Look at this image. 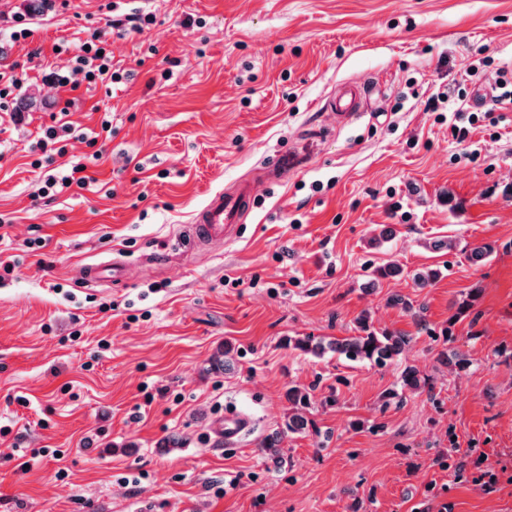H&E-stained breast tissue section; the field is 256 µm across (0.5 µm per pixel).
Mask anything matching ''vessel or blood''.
Instances as JSON below:
<instances>
[{
  "instance_id": "1",
  "label": "vessel or blood",
  "mask_w": 512,
  "mask_h": 512,
  "mask_svg": "<svg viewBox=\"0 0 512 512\" xmlns=\"http://www.w3.org/2000/svg\"><path fill=\"white\" fill-rule=\"evenodd\" d=\"M370 91L366 85L344 82L337 86L326 100L327 111L333 112L339 123L356 121L366 111ZM255 194L250 180H238L231 188L209 195L192 220V235L197 244L232 241L240 224L245 223L254 208ZM126 277V263L115 259L87 266L84 280L102 285L122 282ZM251 429L250 418L237 410L225 412L215 426L223 434L225 443H238Z\"/></svg>"
}]
</instances>
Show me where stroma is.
Here are the masks:
<instances>
[{"label": "stroma", "instance_id": "stroma-1", "mask_svg": "<svg viewBox=\"0 0 512 512\" xmlns=\"http://www.w3.org/2000/svg\"><path fill=\"white\" fill-rule=\"evenodd\" d=\"M142 8L0 0L31 29L16 41L0 20V60L24 66L0 133V260H21L0 280V422L12 427L0 436V512H512V108L462 142L424 109L454 86L464 111L481 91L491 108L499 69L512 67V0H151L154 25L108 39L127 80L72 90L80 42L109 10ZM45 64L66 83H44ZM347 80L379 96L340 125L324 103ZM105 110L96 184L40 197L47 173L89 152L76 136L34 168L43 129L64 117L78 135ZM279 154L294 168L258 185L236 238L196 249L187 230L207 196ZM384 226L390 236L372 244ZM37 236L43 247L28 249ZM439 239L496 250L474 266L433 250ZM116 256L133 261L128 282L85 287V266ZM390 262L405 277L373 283ZM427 266L440 279L413 288L409 272ZM395 294L425 305L427 330ZM365 310L376 328L414 336L397 363L283 344L352 335ZM227 341L232 368L206 372ZM444 349L470 367L441 364ZM407 364L432 392L384 405ZM310 385L311 426L274 466L261 444L288 388ZM231 406L253 427L228 448L213 425ZM39 448L62 455L24 470ZM471 448L485 450L483 466Z\"/></svg>", "mask_w": 512, "mask_h": 512}]
</instances>
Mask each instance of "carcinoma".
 I'll list each match as a JSON object with an SVG mask.
<instances>
[{
  "mask_svg": "<svg viewBox=\"0 0 512 512\" xmlns=\"http://www.w3.org/2000/svg\"><path fill=\"white\" fill-rule=\"evenodd\" d=\"M465 258L473 265L480 264L494 252V247L489 243H467L461 249ZM440 271L436 268H428L412 274V280L418 288H428L438 279ZM392 304L402 307L413 313L417 325L425 322L424 306H413L412 302L403 296L395 295L391 298ZM357 335L344 339L325 340L316 336L288 337L285 346L292 350H298L304 354L321 356L330 350L339 358L349 362L370 363L379 367H386L397 360L414 342V337L402 331H379L374 328L371 316L361 314L356 321ZM235 353V347L224 342L211 357L207 370L213 373H222L230 368L229 358ZM418 391L425 389L432 391L428 379L421 375L414 365H407L400 375V389H391L382 395L385 403L401 401L404 390ZM286 399L290 404L283 424L273 434L264 439L262 448L268 458L282 461L281 445L290 434L302 433L308 428L309 420L305 412L314 404L312 389L291 387L288 389Z\"/></svg>",
  "mask_w": 512,
  "mask_h": 512,
  "instance_id": "carcinoma-1",
  "label": "carcinoma"
}]
</instances>
